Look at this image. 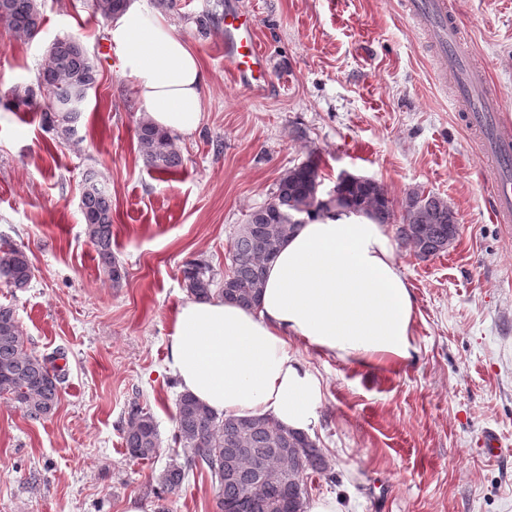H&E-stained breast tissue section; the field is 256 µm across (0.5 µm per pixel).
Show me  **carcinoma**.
<instances>
[{
	"mask_svg": "<svg viewBox=\"0 0 512 512\" xmlns=\"http://www.w3.org/2000/svg\"><path fill=\"white\" fill-rule=\"evenodd\" d=\"M129 0H92L94 13L105 19L123 13ZM0 24L17 36L36 37L43 24L39 0H0ZM47 62L37 86L45 96L43 120L57 135L77 134L82 105L97 82V70L83 44L72 37L58 38L47 48ZM136 137L146 163L162 172L181 166L175 137L139 121ZM319 159L287 169L267 203L248 214L232 242L231 268L222 288L213 291L216 273L200 260L182 269L187 293L197 299L218 294L244 307L252 306L263 287L266 264L294 231L298 222L330 212L319 195ZM339 193L353 199L356 209L377 224H395L399 239L429 259L448 251V202L433 193L410 191L395 219L396 204L388 193H372L361 181L337 184ZM85 234L112 287L126 279V268L112 252V195L95 174L85 178L81 197ZM34 267L22 247H0V284L14 291L28 287ZM55 357L40 356L28 339L11 305L0 304V396L18 405L26 417L41 420L56 410L65 373ZM174 441L184 448V462L166 467L157 476L162 491L179 489L191 471H206L216 486L219 512H304L309 495L307 480L328 474L331 465L309 435L285 428L270 417L215 415L194 396L183 392L176 403ZM126 454L137 460L155 458L160 438L154 416L134 402L124 433Z\"/></svg>",
	"mask_w": 512,
	"mask_h": 512,
	"instance_id": "carcinoma-1",
	"label": "carcinoma"
}]
</instances>
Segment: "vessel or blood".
<instances>
[{
    "instance_id": "obj_1",
    "label": "vessel or blood",
    "mask_w": 512,
    "mask_h": 512,
    "mask_svg": "<svg viewBox=\"0 0 512 512\" xmlns=\"http://www.w3.org/2000/svg\"><path fill=\"white\" fill-rule=\"evenodd\" d=\"M409 15L421 18L426 38L435 43L458 78L455 97L462 112L459 120L495 171L489 190L490 207L498 223H512V130L501 119L498 96L475 77V63L467 52L461 31L452 19L447 0H405ZM224 59L239 84L260 95L267 88L265 58L258 49L249 18L230 12L224 17Z\"/></svg>"
}]
</instances>
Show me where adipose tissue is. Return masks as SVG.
<instances>
[{
    "label": "adipose tissue",
    "instance_id": "ef3b65f1",
    "mask_svg": "<svg viewBox=\"0 0 512 512\" xmlns=\"http://www.w3.org/2000/svg\"><path fill=\"white\" fill-rule=\"evenodd\" d=\"M109 37L150 121L173 135L198 131L207 74L174 26L136 2ZM414 316L387 225L333 211L296 226L268 263L254 306L221 297L180 304L168 364L181 390L218 416H267L305 432L322 383L292 342L346 362L405 365L415 353Z\"/></svg>",
    "mask_w": 512,
    "mask_h": 512
}]
</instances>
